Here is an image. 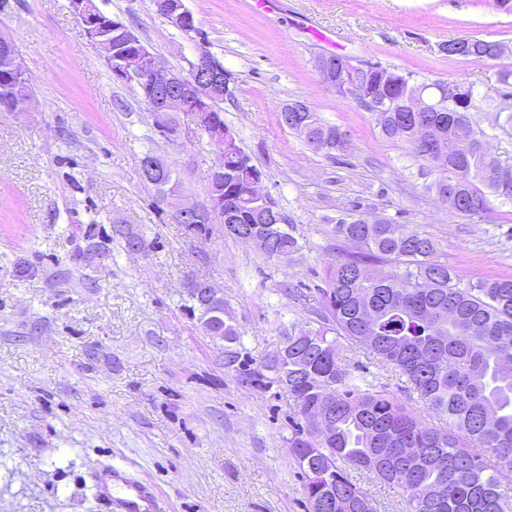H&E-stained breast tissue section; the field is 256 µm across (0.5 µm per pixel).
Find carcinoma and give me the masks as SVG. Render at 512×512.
<instances>
[{
  "label": "carcinoma",
  "instance_id": "carcinoma-1",
  "mask_svg": "<svg viewBox=\"0 0 512 512\" xmlns=\"http://www.w3.org/2000/svg\"><path fill=\"white\" fill-rule=\"evenodd\" d=\"M466 59H494L503 43L467 37ZM99 42L108 48V68L127 50L126 33L104 29ZM387 68L365 79L367 95L392 108L377 118L384 136L404 140L426 158L417 142L418 126L442 124L447 130L445 159L432 162L440 176L431 185L448 212L463 198L475 215L487 210V194L512 198V159L485 148L484 132L474 128L475 105L458 103L446 112H402L406 83L384 78ZM15 92L30 93L19 82L12 61L0 57V102ZM217 126L224 123V97L197 99ZM302 141L312 135L341 144L338 128L307 113L288 126ZM258 172L236 144H224V213L217 223L232 234L254 235L269 258L298 250L283 213L263 216L250 198L249 179ZM336 233L355 247L330 266L323 290L326 315L318 326L282 337L280 348L264 363L306 418L332 392L326 433L296 429L289 450L302 470L308 505L334 512H375L367 494L339 463L373 473L403 492L407 512H512V496L500 489L497 465L512 468V279L481 281L465 287L448 265L436 259L428 236L387 220L336 224ZM112 238L126 250L146 245L132 229L115 228ZM392 262L400 271L377 278L366 273L375 262ZM215 335L234 344L233 325L216 318ZM359 344L368 354L405 377L427 407L448 418V429L420 423L391 392L367 387L366 380L341 363V341ZM497 461L492 465L486 458Z\"/></svg>",
  "mask_w": 512,
  "mask_h": 512
}]
</instances>
